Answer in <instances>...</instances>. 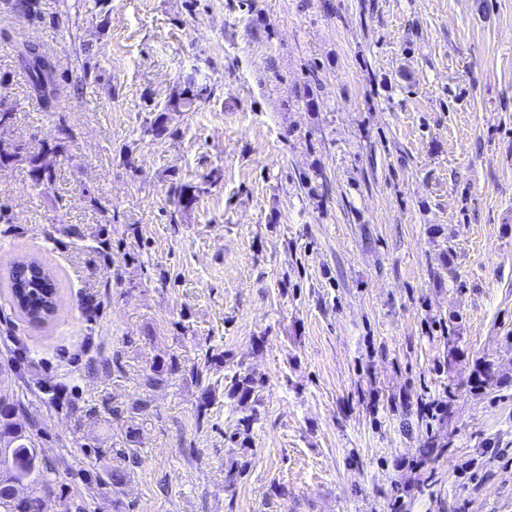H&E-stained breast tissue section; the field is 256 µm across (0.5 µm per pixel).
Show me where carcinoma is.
<instances>
[{
    "label": "carcinoma",
    "mask_w": 512,
    "mask_h": 512,
    "mask_svg": "<svg viewBox=\"0 0 512 512\" xmlns=\"http://www.w3.org/2000/svg\"><path fill=\"white\" fill-rule=\"evenodd\" d=\"M17 11L28 21H40L44 18L40 0H16ZM18 64L26 71L32 96L45 112L55 111L60 97L61 84L54 57L46 51L39 52L34 58L19 54ZM211 91L200 92L185 85L173 92L166 110L170 112H189L200 101L210 98ZM24 161L35 186L47 189L54 180V173L47 170L38 154L21 155L19 147L10 136H0V167L10 163ZM222 174L213 169L194 184H177L173 192L177 195L179 207L192 208L201 197L208 194L220 182ZM9 286L14 304L28 321L43 324L53 318L57 312L59 292L54 271L37 258H22L17 261L9 274ZM214 361H229L228 354L207 347L202 354L201 365L192 368L191 376L200 379L203 368ZM264 381L249 372L236 371L230 377L229 385L224 387V397L243 412L237 420L236 432L241 449V459L231 464L228 472L229 482L243 478L249 471L248 446L249 432L258 420L257 407L260 405V392ZM11 402L0 405V448L9 450L8 458H0V512H38V495L46 481H54L55 468L50 462L35 454L38 440L30 425L22 419L24 404L17 392H12ZM130 477L127 467L114 466L97 478V484L103 488L110 486L117 490L126 484ZM23 483L25 492L19 497L8 493L13 482Z\"/></svg>",
    "instance_id": "cac0c4a2"
}]
</instances>
